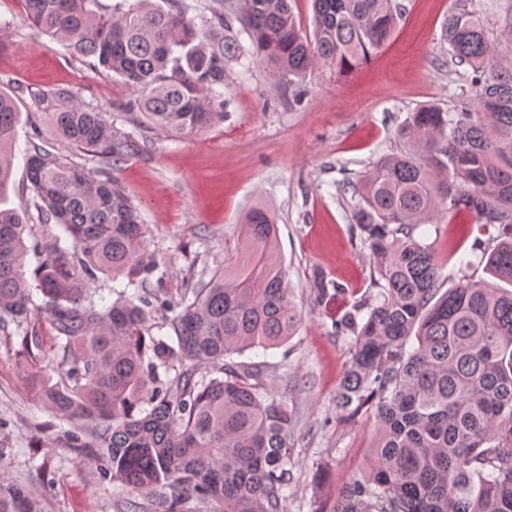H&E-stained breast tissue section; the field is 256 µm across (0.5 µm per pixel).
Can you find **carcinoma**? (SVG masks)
<instances>
[{"label": "carcinoma", "instance_id": "carcinoma-1", "mask_svg": "<svg viewBox=\"0 0 512 512\" xmlns=\"http://www.w3.org/2000/svg\"><path fill=\"white\" fill-rule=\"evenodd\" d=\"M34 33L115 74L137 96L124 109L188 135L224 118V0L189 16L186 0H21ZM313 39L289 0H239L238 21L275 80L305 78L316 62L350 73L392 35L397 0H313ZM452 62L472 70L476 111L424 104L356 182L353 226L372 261L368 295L334 320L351 338L336 407L377 420L372 463L354 474L336 512H512V64L482 12L464 6L445 28ZM0 89V331L25 328L18 357L56 332L50 369L35 379L54 417L96 440L112 480L150 512H288L294 417L259 365L234 360L280 346L301 316L276 251V221L245 215L235 263L185 285L175 300L153 280L150 226L114 170L137 148L100 107L71 89L43 90L26 152L30 205L44 233L25 242L29 212L4 206L12 175L18 98ZM53 131L56 144L47 138ZM79 151L93 170L63 151ZM473 215L489 235L478 279L462 273L441 291L435 244L414 236L443 212ZM37 264L27 277L29 255ZM319 300L340 292L316 272ZM115 295L101 311L93 297ZM42 297L37 305L33 293ZM169 314L171 345L152 334ZM0 512H38L29 492L0 484Z\"/></svg>", "mask_w": 512, "mask_h": 512}]
</instances>
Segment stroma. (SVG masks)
<instances>
[{
	"label": "stroma",
	"mask_w": 512,
	"mask_h": 512,
	"mask_svg": "<svg viewBox=\"0 0 512 512\" xmlns=\"http://www.w3.org/2000/svg\"><path fill=\"white\" fill-rule=\"evenodd\" d=\"M403 12L390 39L370 61L345 75L313 66L304 80L273 85L248 37L227 65L223 120L191 135L150 123L133 126L124 103L134 92L121 78L71 58L64 45L32 31L18 0H0V89L25 90L19 107L33 111L32 96L70 87L84 103L107 109L114 124L139 144L117 176L152 230L158 276L170 294L186 282L209 279L235 256L238 226L258 204L275 216L278 252L302 324L287 343L246 351L242 362L261 365L265 378L290 386L293 480L288 512H334L343 485L370 461L376 420L350 417L336 392L350 357L351 340L334 333L338 312L370 286V253L350 226L354 179L397 145L409 112L434 102L456 112L475 102L472 72L455 66L444 27L460 0H400ZM477 227L440 214L419 226L417 238L447 252L460 251L442 270L449 288L459 265L481 254L472 245ZM338 283L341 294L319 305L315 272ZM18 335H0V477L33 494L41 512H126L124 499L92 462L74 448L69 426L34 396V363L19 365Z\"/></svg>",
	"instance_id": "obj_1"
}]
</instances>
